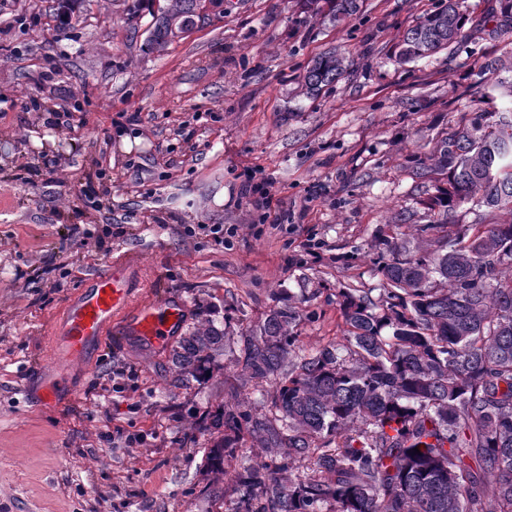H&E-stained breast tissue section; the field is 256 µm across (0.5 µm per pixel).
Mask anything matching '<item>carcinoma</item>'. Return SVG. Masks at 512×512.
<instances>
[{"mask_svg": "<svg viewBox=\"0 0 512 512\" xmlns=\"http://www.w3.org/2000/svg\"><path fill=\"white\" fill-rule=\"evenodd\" d=\"M336 23L358 0H304ZM199 0H167L148 38L163 52L173 26H194ZM460 0H442L406 30L396 57L424 59L463 38ZM340 50L316 57L303 82L317 95L347 73ZM471 88L484 107L466 113L413 160L442 219L417 225L408 246L394 225L377 257L381 303L339 294L343 340L307 356L292 306L273 308L242 337L240 375L272 382L268 410L225 405L209 429L223 434L206 466L238 461L230 512H512V52L488 58ZM479 202L494 221L451 234L448 215ZM224 346L209 322L177 338L179 377L206 374ZM261 451L254 461L241 436ZM419 453H414V449ZM307 472L293 473L294 462Z\"/></svg>", "mask_w": 512, "mask_h": 512, "instance_id": "obj_1", "label": "carcinoma"}]
</instances>
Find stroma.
Listing matches in <instances>:
<instances>
[{"label":"stroma","mask_w":512,"mask_h":512,"mask_svg":"<svg viewBox=\"0 0 512 512\" xmlns=\"http://www.w3.org/2000/svg\"><path fill=\"white\" fill-rule=\"evenodd\" d=\"M57 3L0 0V512H214L209 415L263 403L234 367L242 333L290 305L308 354L340 340V290L379 300L391 218H438L411 159L477 109L465 89L512 28L498 0H463L464 38L402 63L397 43L441 0H360L336 25L302 0H222L158 55L150 7L131 21L124 0H84L62 31ZM334 47L348 74L304 94ZM248 170L273 196L267 222ZM127 251L137 302L183 301L223 349L181 385L167 348L116 330L68 404L36 405L24 386L52 324Z\"/></svg>","instance_id":"1"}]
</instances>
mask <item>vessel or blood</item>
<instances>
[{"label": "vessel or blood", "instance_id": "1", "mask_svg": "<svg viewBox=\"0 0 512 512\" xmlns=\"http://www.w3.org/2000/svg\"><path fill=\"white\" fill-rule=\"evenodd\" d=\"M140 282V260L128 253L94 274L70 299L51 330L56 355L38 374L36 394L41 402L61 405L73 395L78 365L96 354L113 322H121L133 335L157 348L180 334L186 320L185 305L168 299L135 305Z\"/></svg>", "mask_w": 512, "mask_h": 512}]
</instances>
